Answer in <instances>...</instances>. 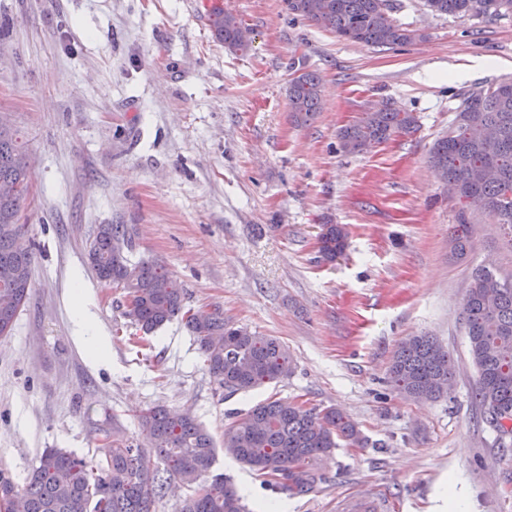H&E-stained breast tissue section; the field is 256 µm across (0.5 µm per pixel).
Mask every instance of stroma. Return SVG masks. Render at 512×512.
Instances as JSON below:
<instances>
[{
  "instance_id": "1",
  "label": "stroma",
  "mask_w": 512,
  "mask_h": 512,
  "mask_svg": "<svg viewBox=\"0 0 512 512\" xmlns=\"http://www.w3.org/2000/svg\"><path fill=\"white\" fill-rule=\"evenodd\" d=\"M207 0H0V118L19 129L30 193L20 242L32 288L0 337V468L24 482L43 449L95 457L98 430L148 447L138 415L190 412L216 442L269 397L335 407L362 444H341L316 490L291 496L218 454L214 473L244 503L339 512L367 499L386 512H512V436L472 400L477 374L462 315L474 268L512 281V239L435 175L430 149L462 93L512 80V16H435L396 0L414 42L379 49L287 15L284 0H224L252 44L212 35ZM317 71L321 105L290 110L297 68ZM392 103L416 131L359 154L339 131ZM467 214L464 256L451 233ZM126 225L133 258L159 262L185 305L288 349L279 382L228 394L173 321L145 341L121 289L87 260L98 225ZM348 230L336 259L323 225ZM437 337L454 364L436 400L389 377L403 340Z\"/></svg>"
}]
</instances>
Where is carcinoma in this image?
Wrapping results in <instances>:
<instances>
[{
    "mask_svg": "<svg viewBox=\"0 0 512 512\" xmlns=\"http://www.w3.org/2000/svg\"><path fill=\"white\" fill-rule=\"evenodd\" d=\"M438 16L512 15V0H424ZM287 13L354 43L393 48L415 39L392 18L393 0H285ZM206 17L225 47L244 51L242 24L211 0ZM291 111L308 119L320 104V77L303 71L288 86ZM418 119L387 105L370 110L341 130L344 151L361 153L394 134L410 131ZM430 162L459 197L492 215L512 236V81L467 91L455 116V131L437 140ZM25 153L20 132L0 127V183L15 187L0 195V337L12 330L30 292L33 255L17 246L26 225L19 223L27 200ZM496 170L490 178L487 171ZM339 224L324 225L322 254L333 260L346 245ZM131 236L124 224H100L89 244L88 260L97 278L123 289L124 316L146 335L179 319L194 337L218 388L248 392L288 376V349L275 337L237 327L216 312L194 311L183 289L156 261L131 258ZM468 346L477 371L473 398L498 421L512 415V282L489 269H475L464 299ZM452 362L432 336H412L396 350L390 367L394 387L412 399H437L448 391ZM140 424L151 436L140 448L103 430L102 448L91 459L61 448H46L24 484L0 469V512H154L166 486L194 488L180 512H246L242 497L222 477L207 478L215 461L212 435L189 413L157 405L142 411ZM361 440L350 418L334 408L316 412L286 399L270 398L253 406L224 433L225 452L249 466L274 488L305 495L323 481L319 464L337 440ZM163 467L150 466L149 454Z\"/></svg>",
    "mask_w": 512,
    "mask_h": 512,
    "instance_id": "carcinoma-1",
    "label": "carcinoma"
}]
</instances>
